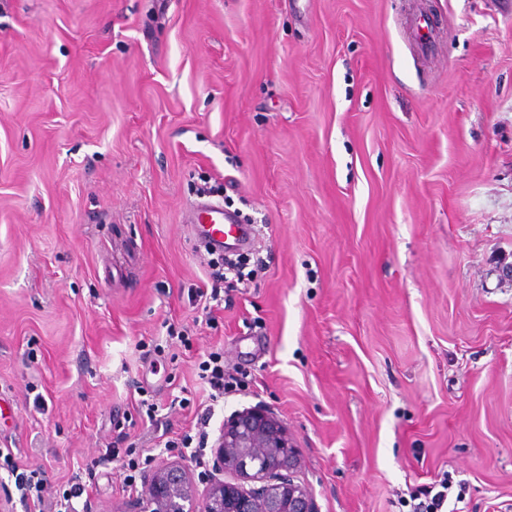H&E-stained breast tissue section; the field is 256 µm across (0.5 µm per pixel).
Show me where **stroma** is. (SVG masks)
I'll use <instances>...</instances> for the list:
<instances>
[{"label": "stroma", "mask_w": 512, "mask_h": 512, "mask_svg": "<svg viewBox=\"0 0 512 512\" xmlns=\"http://www.w3.org/2000/svg\"><path fill=\"white\" fill-rule=\"evenodd\" d=\"M205 186L265 264L213 312ZM510 265L512 0H0V450L78 512H133L132 457L203 500L156 442L202 403L283 420L318 512L443 472L512 512ZM415 46L421 53H428L433 48V26L429 17L418 15L411 21ZM219 353H211L209 361H204L205 371L210 370V375L206 376L207 383L210 386V397L213 401L217 398H223L224 393L234 390L241 385L239 378L229 370L224 369V360Z\"/></svg>", "instance_id": "1"}]
</instances>
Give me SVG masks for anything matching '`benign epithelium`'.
I'll return each instance as SVG.
<instances>
[{"mask_svg":"<svg viewBox=\"0 0 512 512\" xmlns=\"http://www.w3.org/2000/svg\"><path fill=\"white\" fill-rule=\"evenodd\" d=\"M216 468L235 483L211 485L198 512H318L297 477L298 450L287 425L263 404L233 412L215 442ZM190 474L178 464L147 471L137 512H193Z\"/></svg>","mask_w":512,"mask_h":512,"instance_id":"1","label":"benign epithelium"}]
</instances>
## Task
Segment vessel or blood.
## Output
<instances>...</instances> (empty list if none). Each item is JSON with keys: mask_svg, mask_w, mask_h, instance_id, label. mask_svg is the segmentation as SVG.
Segmentation results:
<instances>
[{"mask_svg": "<svg viewBox=\"0 0 512 512\" xmlns=\"http://www.w3.org/2000/svg\"><path fill=\"white\" fill-rule=\"evenodd\" d=\"M415 46L418 51L427 53L433 48V26L429 17L424 15L412 19ZM185 222L191 232L200 240L215 248H237L244 245L247 233L238 217L225 210L223 202L204 199L197 201L187 212Z\"/></svg>", "mask_w": 512, "mask_h": 512, "instance_id": "vessel-or-blood-1", "label": "vessel or blood"}]
</instances>
